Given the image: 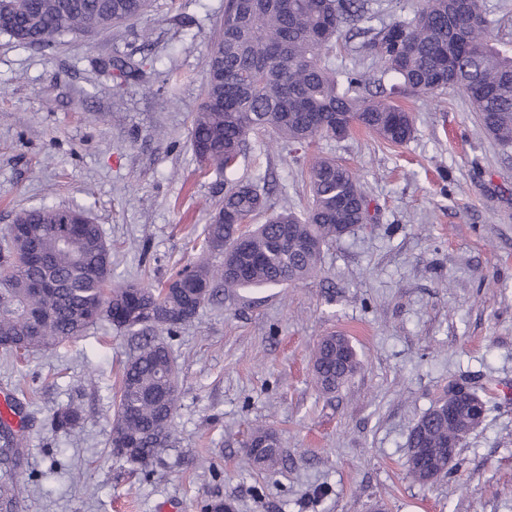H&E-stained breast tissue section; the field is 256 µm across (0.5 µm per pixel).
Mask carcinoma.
<instances>
[{
  "mask_svg": "<svg viewBox=\"0 0 512 512\" xmlns=\"http://www.w3.org/2000/svg\"><path fill=\"white\" fill-rule=\"evenodd\" d=\"M148 6L149 0H0V35L50 48L68 35L95 36L136 20ZM367 6V0H225L192 119L200 167L233 169L250 137L260 133L294 151L323 137L345 138L355 128L402 144L413 134V121L390 100L387 76L407 94L462 92L485 133L503 153L511 152L512 48L491 39L490 25L471 21L484 14L483 0H421L411 21H393L369 39L379 73L352 69L339 78L325 56L344 24ZM307 183L310 205L301 214L286 207L269 211L265 195L250 183L229 187L201 246L217 261L186 265L160 286L112 284V252L85 211H21L0 245V348L17 354L58 346L102 319L138 337L122 369L110 445L115 455L148 466L171 437L179 371L167 347L144 332L192 321L217 283L234 292L303 282L319 271L324 248L367 223L368 201L350 168L317 156ZM266 211L265 223H253ZM229 218L251 230L231 237ZM359 366L356 349L342 335L323 336L314 348L313 376L326 394ZM446 404L445 396L437 400L408 436L410 474L421 484L442 472L433 454L415 449L457 447L467 436L466 407L450 421ZM80 421L71 407L52 416L58 429ZM245 448L259 469L282 461L280 437L271 428L251 430Z\"/></svg>",
  "mask_w": 512,
  "mask_h": 512,
  "instance_id": "obj_1",
  "label": "carcinoma"
}]
</instances>
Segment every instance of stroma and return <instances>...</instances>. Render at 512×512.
Returning <instances> with one entry per match:
<instances>
[{
    "instance_id": "obj_1",
    "label": "stroma",
    "mask_w": 512,
    "mask_h": 512,
    "mask_svg": "<svg viewBox=\"0 0 512 512\" xmlns=\"http://www.w3.org/2000/svg\"><path fill=\"white\" fill-rule=\"evenodd\" d=\"M420 0H373L344 28L328 65L377 62L364 29L410 20ZM224 0H154L140 20L36 49L0 36V232L16 213L80 208L112 247L117 281L159 284L196 262L211 206L237 181L269 189L273 208L303 212L302 171L315 156L349 166L371 219L326 248L300 284L244 289L206 303L162 338L183 384L172 442L146 468L110 448L115 394L133 352L108 321L50 350L0 351V395L17 415L14 512H512V156L482 130L466 97L398 96L414 132L400 145L364 131L291 157L252 137L231 172L202 174L192 115ZM135 54L147 79L120 80L104 59ZM349 337L358 372L326 396L313 346ZM487 399L451 474L422 485L408 471V433L449 381ZM73 405L75 430L53 413ZM282 439L283 462L252 468L253 428Z\"/></svg>"
}]
</instances>
